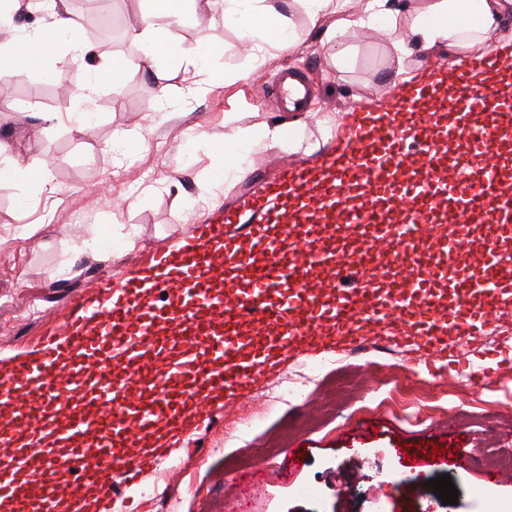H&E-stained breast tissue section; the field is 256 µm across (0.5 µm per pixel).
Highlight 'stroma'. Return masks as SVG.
<instances>
[{
    "label": "stroma",
    "mask_w": 512,
    "mask_h": 512,
    "mask_svg": "<svg viewBox=\"0 0 512 512\" xmlns=\"http://www.w3.org/2000/svg\"><path fill=\"white\" fill-rule=\"evenodd\" d=\"M60 7L81 16L85 44L122 55L126 69L116 84L98 83L92 60L72 56L63 36L56 46L65 57L62 65L46 75L20 68L11 77L27 109L21 115L0 112V140L12 149L0 167L18 164L40 178L0 181V356L31 349L56 330L103 272L118 277L146 266L191 236L205 217L219 215L241 194L258 192L282 163L322 158L345 132L332 115L381 111L391 101L397 67L414 73L459 64L445 53H416L396 64L386 37L369 29L327 41L330 18L310 21L298 0L284 9L295 47L251 55L242 48L241 29L225 23L224 4L217 0L202 19L169 32L184 48H214L191 82L180 64L145 71L144 43L127 38L148 10L147 0H62ZM285 68L309 81V111H278L268 83ZM46 112L58 113V120L44 121ZM279 121L290 124L300 151H250L236 177L213 182L214 149L225 134ZM125 134L141 139L137 153L116 147ZM22 195L32 200L23 213L15 206ZM405 348L415 355L414 380L397 367L359 368L369 407L340 410L317 429L297 433L289 445L301 451L298 468L273 467L263 476L241 478L229 463L226 424L262 411L266 422L246 446L255 452L273 443L298 417L289 405L265 397L267 387L294 377L301 361L337 352L333 343L290 348L280 370L259 378L260 400L243 396L232 409L209 408L197 419L196 431L174 453L191 457L188 468L173 476L167 464L158 466L154 482L168 488L163 506L135 486L117 500V512H312L316 506L321 512H373V497H357L355 487L376 483L387 449L422 442L458 450L475 463L448 470L459 490L456 504L425 493L415 497L414 512H512V483L492 480L482 464L483 457L512 448V426L497 427L491 441L480 426L465 423L456 430L428 422L439 406L511 415L512 340L476 342L464 356L448 350L430 360L416 356L413 341ZM474 372L486 373V380L470 381ZM409 414L420 415L422 424L408 426ZM309 489L318 505L307 499Z\"/></svg>",
    "instance_id": "1"
}]
</instances>
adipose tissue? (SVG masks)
<instances>
[{
	"label": "adipose tissue",
	"mask_w": 512,
	"mask_h": 512,
	"mask_svg": "<svg viewBox=\"0 0 512 512\" xmlns=\"http://www.w3.org/2000/svg\"><path fill=\"white\" fill-rule=\"evenodd\" d=\"M311 20L326 14L336 15L337 21L329 30V38L351 29H372L382 33L390 42L397 58L414 51L445 48L456 52L476 45H489L502 50L512 47L503 40L501 30L512 21V0H427L426 5L410 14L407 27H400V12L392 0H360L359 13H351V0H303ZM151 7L144 15L137 38L147 44L146 60L149 66L161 62L190 61L202 64L204 51L189 52L169 40L167 29L176 22L198 19L209 9L212 0H150ZM224 17L244 26L245 50H252L255 42L285 49L293 47L294 35L285 16L271 0H224ZM72 34L74 51L88 55L91 47L80 37V26L68 13L51 11L40 18L21 37L0 43V77L11 75L17 67L50 71L61 64L55 51L60 32ZM288 140L283 126L263 127L254 132L240 129L226 135L224 145L217 150L218 167L225 177L236 176L244 151L253 146L283 147Z\"/></svg>",
	"instance_id": "adipose-tissue-1"
}]
</instances>
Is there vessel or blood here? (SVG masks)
<instances>
[{"label": "vessel or blood", "mask_w": 512, "mask_h": 512, "mask_svg": "<svg viewBox=\"0 0 512 512\" xmlns=\"http://www.w3.org/2000/svg\"><path fill=\"white\" fill-rule=\"evenodd\" d=\"M502 68L489 55L467 69L439 66L438 80L397 88L389 108L356 123L320 163L284 164L261 192L205 218L153 273L117 283L103 276L62 335L0 368V422L29 431L18 447L0 436V456L12 463L0 473V502L29 495L42 512H84L82 498H60L61 465L77 481L103 474L94 512H114L116 485L152 477L168 440L205 406L226 407L250 391L288 347L325 337L352 343L397 312L410 316L406 334L429 357L447 351L449 332L471 336L502 315L512 297L506 249L485 248L478 275L456 262L478 219L512 223V188L495 153L512 135V99L488 83ZM274 84L285 111L308 109L303 76L284 71ZM479 114L490 122L476 125ZM444 205L453 223L442 222ZM317 224L332 230L314 235ZM291 234L302 245L293 259L283 246ZM394 251L404 274L384 297L378 257ZM444 282L460 302L441 310ZM475 294L478 309L466 303ZM169 346L180 354L158 368L149 351ZM116 351L136 361L135 378L113 367Z\"/></svg>", "instance_id": "b4317fda"}]
</instances>
